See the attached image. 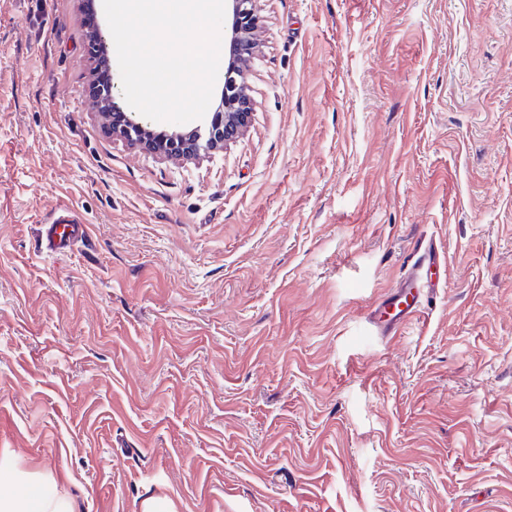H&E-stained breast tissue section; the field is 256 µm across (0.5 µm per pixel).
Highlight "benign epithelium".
Returning <instances> with one entry per match:
<instances>
[{"instance_id":"7a95c632","label":"benign epithelium","mask_w":512,"mask_h":512,"mask_svg":"<svg viewBox=\"0 0 512 512\" xmlns=\"http://www.w3.org/2000/svg\"><path fill=\"white\" fill-rule=\"evenodd\" d=\"M260 16L256 0H225L224 76L219 87L223 111L202 118L196 125L157 131L149 121L128 106L119 85L110 81L94 88L101 103V115L117 117L112 132L133 148L164 158L199 159L210 151L226 147L242 136L247 128L254 100L246 72L247 61L259 48Z\"/></svg>"}]
</instances>
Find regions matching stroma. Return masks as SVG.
Here are the masks:
<instances>
[{
	"instance_id": "obj_1",
	"label": "stroma",
	"mask_w": 512,
	"mask_h": 512,
	"mask_svg": "<svg viewBox=\"0 0 512 512\" xmlns=\"http://www.w3.org/2000/svg\"><path fill=\"white\" fill-rule=\"evenodd\" d=\"M84 2L0 0V455L74 512H512V0H258L200 160L113 134ZM83 220L70 205H60L45 234L46 247L51 252H62L71 242L83 234ZM440 255L430 247L415 266V273H411L404 279L398 288H395L390 296L383 301L381 307L374 311L373 319L377 327L384 332L390 333L412 317L418 309L421 293L424 288H435L432 281L421 284V270H428L432 266L440 265ZM385 304V305H384Z\"/></svg>"
}]
</instances>
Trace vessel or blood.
Wrapping results in <instances>:
<instances>
[{
    "label": "vessel or blood",
    "mask_w": 512,
    "mask_h": 512,
    "mask_svg": "<svg viewBox=\"0 0 512 512\" xmlns=\"http://www.w3.org/2000/svg\"><path fill=\"white\" fill-rule=\"evenodd\" d=\"M82 233L83 220L77 210L69 205L59 206L54 219L46 229V247L53 252L64 251ZM440 261L438 252L432 249L425 251L418 262V272L404 279L400 286L392 291L384 305L375 310L373 319L377 327L384 332H392L416 313L424 289L420 271L439 265Z\"/></svg>",
    "instance_id": "b4317fda"
}]
</instances>
